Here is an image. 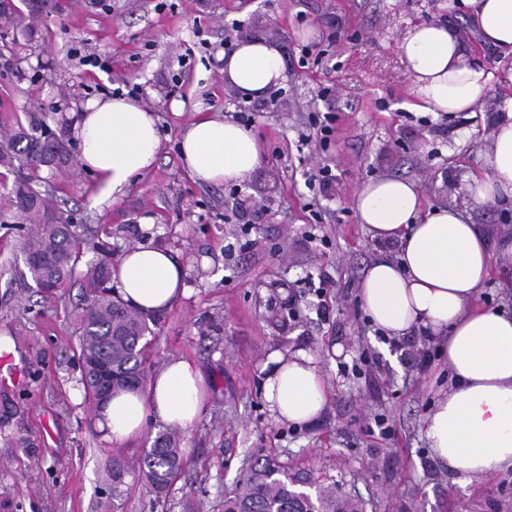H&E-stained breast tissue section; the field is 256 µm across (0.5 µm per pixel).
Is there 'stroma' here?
Segmentation results:
<instances>
[{"instance_id": "stroma-1", "label": "stroma", "mask_w": 512, "mask_h": 512, "mask_svg": "<svg viewBox=\"0 0 512 512\" xmlns=\"http://www.w3.org/2000/svg\"><path fill=\"white\" fill-rule=\"evenodd\" d=\"M43 14L25 62L0 33V127L33 123L68 136L72 113L95 97L133 93L158 119L155 166L124 195L104 199L81 164L60 184L57 207L88 224L78 265L46 297L20 279L27 231L0 201V349L22 361L18 385H0V512H222L247 459L275 456L372 503L373 512H512V469L464 479L434 457L424 419L452 382L437 345L394 340L362 311L358 288L380 243L351 206L358 185L415 181L428 204H464L482 171L495 117L512 106V58L483 45L462 0H59ZM443 22L487 84L476 111L450 118L413 109L400 52L407 29ZM260 38L280 54L285 83L262 99L224 79L227 41ZM321 49L307 56L304 46ZM93 53L85 70L73 48ZM336 116L321 143L314 115ZM247 120L262 165L240 184H202L179 143L200 116ZM491 232L492 276L483 304L512 313V199L471 209ZM149 244L182 262L187 294L160 313L147 374L192 361L207 406L179 433L183 467L166 498L137 479L113 490L115 452L134 460L163 427L121 444L97 425L81 382L72 312L86 302V262L119 261ZM303 347L321 362L329 395L310 426L268 413L259 369L274 350Z\"/></svg>"}]
</instances>
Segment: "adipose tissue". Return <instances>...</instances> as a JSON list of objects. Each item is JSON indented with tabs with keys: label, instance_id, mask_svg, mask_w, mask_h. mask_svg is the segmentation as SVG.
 <instances>
[{
	"label": "adipose tissue",
	"instance_id": "adipose-tissue-1",
	"mask_svg": "<svg viewBox=\"0 0 512 512\" xmlns=\"http://www.w3.org/2000/svg\"><path fill=\"white\" fill-rule=\"evenodd\" d=\"M481 41L512 57V0H466ZM412 78L413 106L453 117L478 106L483 71L465 57L452 26L421 23L402 37ZM226 80L260 98L285 79L279 53L265 40L237 42L224 58ZM71 134L80 162L97 179L101 196L122 193L156 162L161 140L155 117L139 100L116 95L88 100ZM183 167L205 184L239 183L263 162L260 142L244 126L198 117L182 135ZM471 205L512 198V109L495 120L483 172L468 186ZM353 206L371 239L395 244V256L377 257L359 288L362 310L386 337L419 331L446 355L452 384L424 421L434 456L464 478L512 468V314L485 306L480 290L492 272L490 237L467 209L427 206L412 181L381 177L355 190ZM113 278L121 299L144 315L170 308L184 295L185 269L177 255L139 244L121 256ZM261 389L277 421L308 426L322 415L326 383L307 350L269 353ZM207 402L206 380L183 358L165 362L147 391H118L95 412L112 442L140 435L148 421L187 431Z\"/></svg>",
	"mask_w": 512,
	"mask_h": 512
}]
</instances>
